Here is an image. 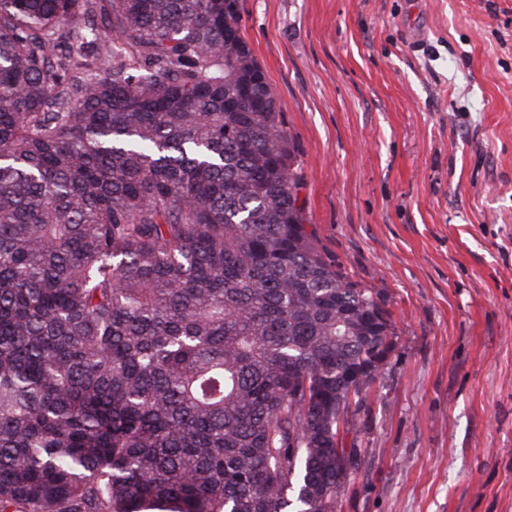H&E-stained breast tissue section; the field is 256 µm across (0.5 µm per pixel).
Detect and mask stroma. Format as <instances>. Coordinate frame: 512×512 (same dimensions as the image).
<instances>
[{
  "instance_id": "1",
  "label": "stroma",
  "mask_w": 512,
  "mask_h": 512,
  "mask_svg": "<svg viewBox=\"0 0 512 512\" xmlns=\"http://www.w3.org/2000/svg\"><path fill=\"white\" fill-rule=\"evenodd\" d=\"M307 227L394 326L336 512H512V0H241Z\"/></svg>"
}]
</instances>
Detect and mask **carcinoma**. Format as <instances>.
Masks as SVG:
<instances>
[{
	"mask_svg": "<svg viewBox=\"0 0 512 512\" xmlns=\"http://www.w3.org/2000/svg\"><path fill=\"white\" fill-rule=\"evenodd\" d=\"M240 17L0 0V512H336L358 467L393 327Z\"/></svg>",
	"mask_w": 512,
	"mask_h": 512,
	"instance_id": "carcinoma-1",
	"label": "carcinoma"
}]
</instances>
